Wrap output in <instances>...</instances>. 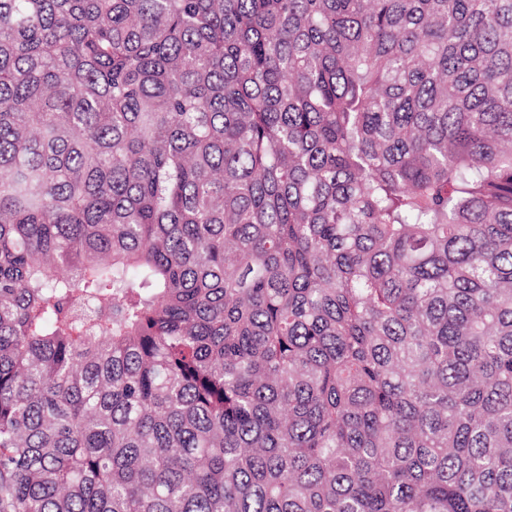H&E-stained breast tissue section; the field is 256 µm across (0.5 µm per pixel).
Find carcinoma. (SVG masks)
<instances>
[{
	"label": "carcinoma",
	"mask_w": 512,
	"mask_h": 512,
	"mask_svg": "<svg viewBox=\"0 0 512 512\" xmlns=\"http://www.w3.org/2000/svg\"><path fill=\"white\" fill-rule=\"evenodd\" d=\"M0 512H512V0H0Z\"/></svg>",
	"instance_id": "cac0c4a2"
}]
</instances>
